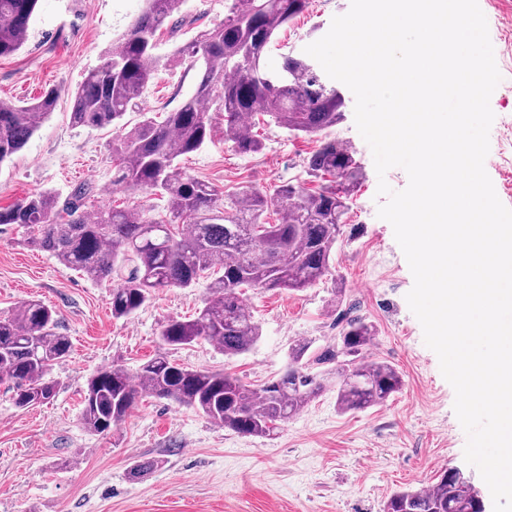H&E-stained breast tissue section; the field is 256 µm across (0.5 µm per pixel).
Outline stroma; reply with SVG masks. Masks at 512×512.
I'll list each match as a JSON object with an SVG mask.
<instances>
[{"mask_svg": "<svg viewBox=\"0 0 512 512\" xmlns=\"http://www.w3.org/2000/svg\"><path fill=\"white\" fill-rule=\"evenodd\" d=\"M502 80L490 99L495 115L485 170L499 200L512 208V0H478ZM351 0H309L307 10L278 31L265 62L277 69L282 56L303 55L323 37ZM142 0H39L30 37L15 54L0 57V99L30 101L52 86L62 95L55 111L27 145L0 164V206L51 190L67 197L80 185L92 193L83 209L135 206L153 212L156 199L113 186L110 145L123 128L144 117H162L190 97L196 72L176 61L155 72L123 127L75 128L68 93L129 25ZM224 20V0H185L157 36L158 55ZM345 112L334 133L350 142L362 186L348 214L357 236H341L334 272L345 284L334 302L331 281L300 292L245 289L262 335L247 352L224 356L199 343L174 351L193 369L225 370L248 385L281 374L291 347L311 342L322 350L336 340L340 312L375 327L370 358L402 375V390L384 405L355 413L336 407L327 386L273 438L237 434L176 403L146 398L125 421L104 435L84 431L82 399L90 377L119 364L136 370L162 351V324L193 318L208 296L205 284L157 291L135 315L112 316L110 287L59 265L26 242L24 228L0 225V315L38 299L57 315L71 354L53 369L54 399L31 410L16 409L0 385V512H382L396 491L431 484L440 471L461 473L494 512L478 470L466 463L467 435L454 412L455 393L406 295L414 284L382 202L369 145L354 122L355 99L344 91ZM261 152L238 153L223 137L177 161L180 170L232 193L265 190L282 182L308 184L307 161L317 137L292 135L274 123L254 128Z\"/></svg>", "mask_w": 512, "mask_h": 512, "instance_id": "stroma-1", "label": "stroma"}]
</instances>
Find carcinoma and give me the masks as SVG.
Instances as JSON below:
<instances>
[{"label": "carcinoma", "instance_id": "cac0c4a2", "mask_svg": "<svg viewBox=\"0 0 512 512\" xmlns=\"http://www.w3.org/2000/svg\"><path fill=\"white\" fill-rule=\"evenodd\" d=\"M38 0H0V57L26 43ZM184 0H144L128 29L102 54L70 92L74 127L117 126L136 104L155 71L173 61L156 55V35ZM309 0H224V22L202 33L178 56L191 58L193 95L163 121L144 118L112 141L116 186L158 192L164 214L106 205L81 211L90 187L80 185L60 201L41 191L0 207V225L18 224L29 243L88 279L111 286L112 317L136 313L159 288H192L208 281V297L197 317L171 319L160 337L175 350L199 340L226 356L249 350L260 338L243 287L302 291L332 274V255L363 179L350 144L326 131L342 119L344 100L322 82L308 60L286 55L269 71L264 57L276 32L302 14ZM56 87L27 105L0 100V163L19 152L55 110ZM211 112L224 113V141L243 154L261 149L247 118L270 117L294 134H324L308 162L309 176L327 179L310 192L290 182L233 194L177 168L179 157L199 151L215 134ZM278 223L266 221L269 210ZM374 326L363 317L346 321L336 343L309 353L311 343L291 348L278 377L250 388L222 371L176 363L160 352L135 373L121 365L97 372L84 392L81 423L101 435L125 420L144 397L192 408L242 435L271 437L300 413L336 376V405L343 413L384 404L404 385L393 366L366 356ZM71 350L57 331L55 311L36 300L0 316V384L14 406L26 410L56 396L54 365ZM322 365L319 374L308 364ZM383 512H484L478 495L455 469L446 468L424 491H398Z\"/></svg>", "mask_w": 512, "mask_h": 512}]
</instances>
